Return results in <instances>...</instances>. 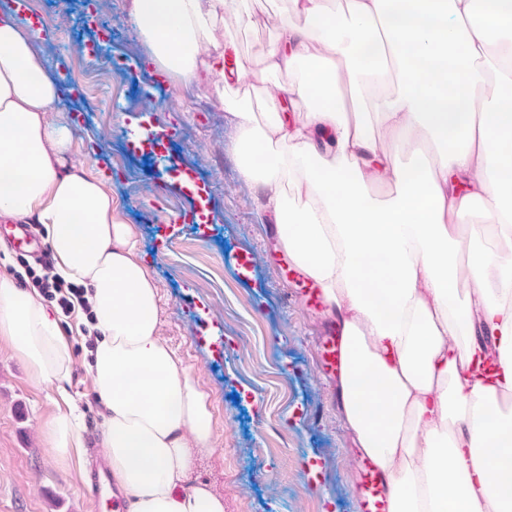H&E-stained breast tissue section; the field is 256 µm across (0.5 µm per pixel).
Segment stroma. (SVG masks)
<instances>
[{"label":"stroma","instance_id":"stroma-1","mask_svg":"<svg viewBox=\"0 0 512 512\" xmlns=\"http://www.w3.org/2000/svg\"><path fill=\"white\" fill-rule=\"evenodd\" d=\"M248 20L229 26L242 84L213 102L207 85L186 87L157 72L132 0H24L21 24L42 16L45 37L35 51L60 91L51 121L76 130L71 162L104 175L119 220L130 224L138 255L161 298L160 338L191 370L209 396L213 449L191 474L224 499V512H358L357 468L362 452L337 410V379L320 373L318 346L331 319L306 309L298 292L307 276L284 250L261 187L240 175L232 147L237 136L227 104L238 96L255 111L289 74L262 79V51L288 12V0H248ZM102 43L98 64L114 82L93 89L64 77L85 67V47ZM99 41V40H98ZM153 128L174 129L165 145L193 167L207 195L197 200L176 177L147 170L129 150L125 130L143 117ZM203 205L206 228L174 226L168 243L159 227L175 212ZM58 314L72 341L67 388L83 412V459L63 462L44 437L65 406L55 380L35 377L0 338V512H112L93 510L88 475L101 446L104 406L87 372L91 337L76 317Z\"/></svg>","mask_w":512,"mask_h":512}]
</instances>
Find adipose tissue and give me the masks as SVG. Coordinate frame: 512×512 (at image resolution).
<instances>
[{
    "label": "adipose tissue",
    "instance_id": "obj_1",
    "mask_svg": "<svg viewBox=\"0 0 512 512\" xmlns=\"http://www.w3.org/2000/svg\"><path fill=\"white\" fill-rule=\"evenodd\" d=\"M475 1L289 0L303 23H281L263 72L293 73L303 116L232 106L240 174L268 188L285 250L336 319L339 405L387 477L389 512H512V0H483L479 19ZM240 4L134 11L154 64L191 87L223 71L235 44L217 33ZM35 37L0 11V215L41 225L58 273L93 305L88 372L125 512H224L206 482L182 488L212 448L209 396L160 338L157 287L103 178L65 166L73 133L47 119L59 93ZM388 182L391 194L373 193ZM472 218L501 248L463 254ZM0 336L58 382L69 408L46 436L61 459L81 456L71 341L8 277ZM492 353L495 378L481 373Z\"/></svg>",
    "mask_w": 512,
    "mask_h": 512
}]
</instances>
